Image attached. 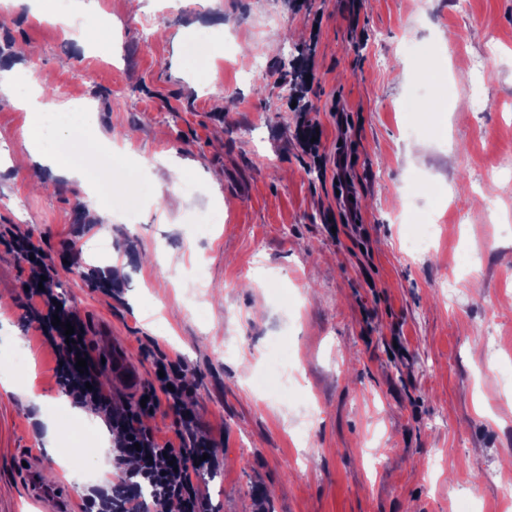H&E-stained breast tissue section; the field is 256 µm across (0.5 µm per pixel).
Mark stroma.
Here are the masks:
<instances>
[{
  "mask_svg": "<svg viewBox=\"0 0 512 512\" xmlns=\"http://www.w3.org/2000/svg\"><path fill=\"white\" fill-rule=\"evenodd\" d=\"M99 2L107 57L71 54L23 5L0 29V69L33 45L25 65L52 100L65 85L97 106L82 127L44 128L61 158L80 163V132L130 147L98 195L107 238L84 188L7 167L27 115L0 105V376L60 412L14 232L54 259L98 349L123 343L148 382L152 353L190 363L186 405L224 439L201 487L213 512H512L502 479L484 478L512 470V368L480 370L487 314L512 346V172L489 167L512 151V0H144L146 33L128 0ZM198 20L224 24L211 74ZM459 67L469 82L454 83ZM419 87L434 111L419 112ZM419 120L427 132L411 135ZM169 157L194 164L175 188ZM420 224L429 254L405 253ZM104 241L127 260L110 279ZM71 254L84 273H66ZM223 338L236 353L218 355ZM290 360L298 391L280 382ZM43 436L37 408L0 387V512H42L24 494L34 453L44 484L84 494Z\"/></svg>",
  "mask_w": 512,
  "mask_h": 512,
  "instance_id": "obj_1",
  "label": "stroma"
}]
</instances>
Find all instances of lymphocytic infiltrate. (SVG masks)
I'll return each mask as SVG.
<instances>
[{"label": "lymphocytic infiltrate", "mask_w": 512, "mask_h": 512, "mask_svg": "<svg viewBox=\"0 0 512 512\" xmlns=\"http://www.w3.org/2000/svg\"><path fill=\"white\" fill-rule=\"evenodd\" d=\"M27 297L35 301L33 317L39 322L45 343L55 355L56 384L73 406L104 416L114 440L112 453L120 460H134L136 467L121 484L90 486L82 501L81 512H113L114 502L140 498L151 490L155 505L165 512H211L208 499L196 482L202 472L220 470L224 459L218 453V441L211 437L185 405L191 390L188 365L167 354L153 356L155 370L162 376L157 384L145 389V402L128 403L121 413L112 411V393L103 387V367L90 349L86 324L74 307L58 309L51 289L29 284ZM73 326V336H66V326ZM87 361L78 369L77 358ZM167 402L176 416L174 436L160 439L144 422L160 402Z\"/></svg>", "instance_id": "lymphocytic-infiltrate-1"}]
</instances>
